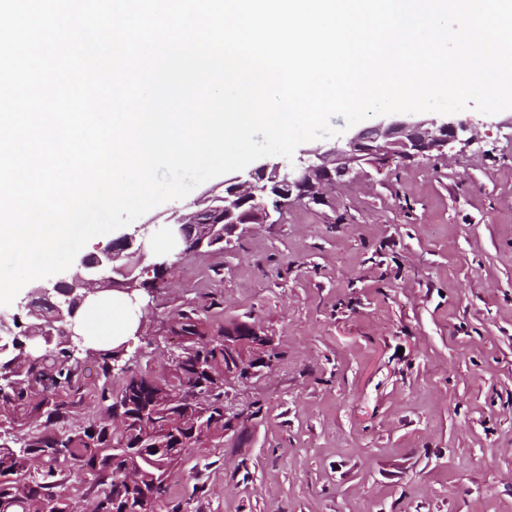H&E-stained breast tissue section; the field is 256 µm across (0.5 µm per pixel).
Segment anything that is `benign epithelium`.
Listing matches in <instances>:
<instances>
[{
	"mask_svg": "<svg viewBox=\"0 0 512 512\" xmlns=\"http://www.w3.org/2000/svg\"><path fill=\"white\" fill-rule=\"evenodd\" d=\"M477 142V129L468 120L385 116L372 126L351 131L326 151L316 148L291 162L263 163L234 173L224 179L222 194L207 193L190 211L176 209L161 224L150 221L136 226L133 232L119 236L97 252L78 258L74 273L50 287L29 292L18 303L21 314L13 316V323L0 319V357L19 348L20 335L13 327L19 326L22 315L28 320L25 336L31 340L32 350H40L39 339L50 340L57 327L78 351L83 346L76 331L78 314L98 294L118 291L141 311L151 308L153 294L140 291L138 269L145 258L146 244L159 234L168 235L178 248L189 242L194 253L203 254L238 229L275 223L276 211L291 201L319 200L325 186L365 175L367 166L382 173L398 159H429L447 154L452 144L466 149ZM171 331L179 337L180 347L170 353L169 360L191 355V339L176 323ZM195 335L201 342L224 349L226 386L259 376L273 365L269 359L272 340L254 322H229L216 334L198 325Z\"/></svg>",
	"mask_w": 512,
	"mask_h": 512,
	"instance_id": "7a95c632",
	"label": "benign epithelium"
}]
</instances>
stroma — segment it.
I'll return each mask as SVG.
<instances>
[{
	"label": "stroma",
	"mask_w": 512,
	"mask_h": 512,
	"mask_svg": "<svg viewBox=\"0 0 512 512\" xmlns=\"http://www.w3.org/2000/svg\"><path fill=\"white\" fill-rule=\"evenodd\" d=\"M289 204L173 260L125 340L163 373L170 325L256 322L277 358L228 399L237 435L188 449L158 512H512V129Z\"/></svg>",
	"instance_id": "35a3bbf8"
}]
</instances>
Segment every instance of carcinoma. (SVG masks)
<instances>
[{
  "mask_svg": "<svg viewBox=\"0 0 512 512\" xmlns=\"http://www.w3.org/2000/svg\"><path fill=\"white\" fill-rule=\"evenodd\" d=\"M68 351L57 333L41 358L19 354L7 364L20 383L0 393V424L16 427L15 435L0 436V512H28L29 503L39 499L59 505L58 512H78L77 503L59 491L69 468L100 486L96 512H114L125 468L152 481L170 468L171 452L182 456L179 444L193 430L224 436V388L216 384L224 372V350L199 346L175 366L169 382L180 387L183 401L176 408L158 393L149 373L122 374L115 367L122 352L106 346L91 363L104 378L116 373L122 382L116 393L101 391L103 417L89 427L69 423L84 385V364ZM200 396L208 399L207 414L195 418L186 409Z\"/></svg>",
  "mask_w": 512,
  "mask_h": 512,
  "instance_id": "obj_1",
  "label": "carcinoma"
}]
</instances>
